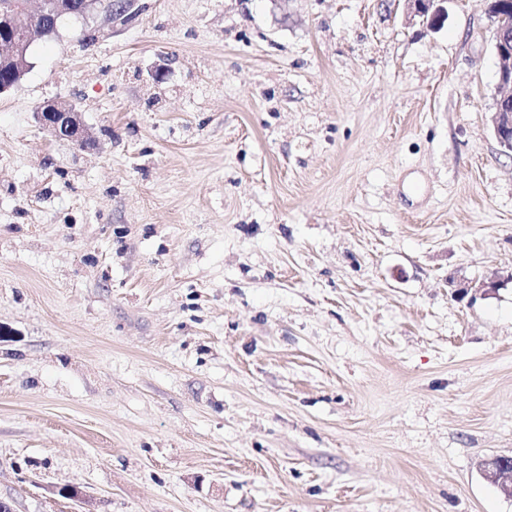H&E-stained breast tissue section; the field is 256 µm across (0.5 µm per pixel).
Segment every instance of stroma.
I'll return each mask as SVG.
<instances>
[{
    "mask_svg": "<svg viewBox=\"0 0 512 512\" xmlns=\"http://www.w3.org/2000/svg\"><path fill=\"white\" fill-rule=\"evenodd\" d=\"M112 2L0 96V500L512 512V284L451 287L512 271L485 0ZM450 0H405L409 19L417 18L431 30H439L448 15ZM446 4V5H445ZM36 115L42 129L52 137L71 141L83 149L93 144L82 114L74 104L46 101ZM507 282L512 283V271L506 276H500L495 279L457 282L454 286L456 288L454 292L458 298H464L469 291H473L474 293H487L489 291H495ZM511 459V461H510ZM480 470L486 480L512 498V457L492 456L482 460Z\"/></svg>",
    "mask_w": 512,
    "mask_h": 512,
    "instance_id": "35a3bbf8",
    "label": "stroma"
}]
</instances>
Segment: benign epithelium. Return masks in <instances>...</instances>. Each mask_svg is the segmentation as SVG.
Wrapping results in <instances>:
<instances>
[{
    "mask_svg": "<svg viewBox=\"0 0 512 512\" xmlns=\"http://www.w3.org/2000/svg\"><path fill=\"white\" fill-rule=\"evenodd\" d=\"M409 19H421L431 30H439L448 15V0H405ZM487 11L493 25L495 51L499 60L498 85L508 93L496 98L490 112V124L494 138L502 152L512 154V0H486ZM56 30V23L44 21L41 25L22 20L20 12L0 10V44L8 47L6 56L12 63L10 72L0 79V94L10 90L22 73L30 67L27 51L34 35L47 36ZM37 119L48 134L64 139L85 149L93 144L82 113L72 103L46 101L36 112ZM512 283V272L490 280H473L455 284V295L465 297L469 292L487 293L505 283ZM480 470L486 480L495 485L505 496L512 498V458L492 456L482 460Z\"/></svg>",
    "mask_w": 512,
    "mask_h": 512,
    "instance_id": "1",
    "label": "benign epithelium"
}]
</instances>
